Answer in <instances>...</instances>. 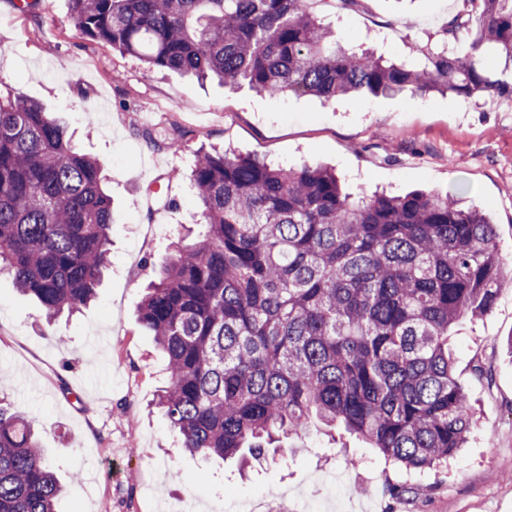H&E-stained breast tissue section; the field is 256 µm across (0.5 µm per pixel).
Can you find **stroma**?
<instances>
[{
  "label": "stroma",
  "instance_id": "1",
  "mask_svg": "<svg viewBox=\"0 0 512 512\" xmlns=\"http://www.w3.org/2000/svg\"><path fill=\"white\" fill-rule=\"evenodd\" d=\"M309 7L333 22L341 44L407 59L469 5ZM0 83L67 124L77 150L103 162L112 197V265L90 305L49 321L0 276V367L9 371L0 395L40 419L41 444L65 486L61 512H159L186 494L193 512H512V280L491 313L451 335L455 377L477 428L453 461L422 473L316 419L244 478L234 462L190 455L152 407L166 359L138 321L153 264L201 220L190 182L201 146L331 168L354 192H459L464 204L486 209L512 257V101L438 93L272 99L148 69L80 35L71 0H36L26 11L0 0ZM179 129L188 147H164Z\"/></svg>",
  "mask_w": 512,
  "mask_h": 512
}]
</instances>
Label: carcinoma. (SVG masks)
I'll return each mask as SVG.
<instances>
[{"mask_svg": "<svg viewBox=\"0 0 512 512\" xmlns=\"http://www.w3.org/2000/svg\"><path fill=\"white\" fill-rule=\"evenodd\" d=\"M468 2L418 65L337 45L308 0H72V12L80 34L151 69L270 97L511 99L512 0ZM195 155L206 230L170 243L138 315L167 357L156 405L183 447L258 459L315 417L410 472L453 458L476 421L450 330L490 313L512 270L487 212L449 192H347L318 166ZM102 169L40 103L0 94V271L49 318L93 301L109 265ZM37 426L0 400V512H59Z\"/></svg>", "mask_w": 512, "mask_h": 512, "instance_id": "cac0c4a2", "label": "carcinoma"}]
</instances>
